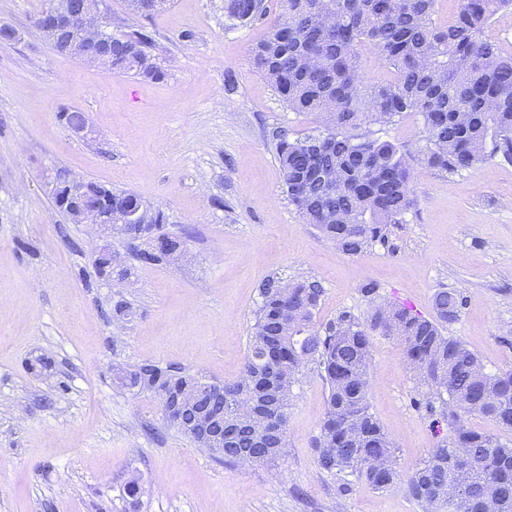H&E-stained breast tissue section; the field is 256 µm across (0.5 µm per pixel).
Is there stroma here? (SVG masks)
Listing matches in <instances>:
<instances>
[{
    "mask_svg": "<svg viewBox=\"0 0 512 512\" xmlns=\"http://www.w3.org/2000/svg\"><path fill=\"white\" fill-rule=\"evenodd\" d=\"M50 0H0V512H422L402 490L378 492L322 472L312 440L328 389L315 365L293 384L288 455L277 467L217 460L167 426L157 398L118 372L150 360L218 384L243 368L266 280L319 282L315 325L366 316L381 298L432 316L438 289L461 292L459 337L488 371L512 368V163L489 159L451 173L417 156L422 118L404 114L364 134L414 154L415 203L385 243L340 252L290 203L274 135L312 132L258 73L249 48L268 20L225 29L224 0H169L150 17L105 0L115 34L141 28L160 79L107 74L55 51L34 25ZM78 110L91 133L60 120ZM64 168L136 194L191 229L179 261L143 265L145 241H114L130 270L106 279L90 226L71 223L44 187ZM126 301L130 315L112 309ZM371 411L408 473L448 433L417 410L419 381L400 342L372 334ZM48 370L30 365L37 357ZM137 480L138 498L126 485Z\"/></svg>",
    "mask_w": 512,
    "mask_h": 512,
    "instance_id": "obj_1",
    "label": "stroma"
}]
</instances>
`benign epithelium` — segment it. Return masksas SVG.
Returning a JSON list of instances; mask_svg holds the SVG:
<instances>
[{
  "mask_svg": "<svg viewBox=\"0 0 512 512\" xmlns=\"http://www.w3.org/2000/svg\"><path fill=\"white\" fill-rule=\"evenodd\" d=\"M102 0H53L37 24V29L46 40L55 43L64 52L80 54L85 61L104 70H112L106 37V24L101 15ZM49 193L64 189L63 211L76 224L95 227L107 240L98 257L106 258L103 275L110 278L114 268L120 266L117 253L112 251L108 240L121 237L129 241L148 239L166 259L178 256L185 243L177 240L165 224H149L140 218V212L127 213L121 207L107 205L106 209L91 208L83 203L86 179L66 170L56 171L46 182ZM162 406L164 417L179 410H190L193 418L189 426L209 438L212 445L224 444V420L222 411L212 414L199 408V397L195 390L183 389L175 393V387L161 383L155 391Z\"/></svg>",
  "mask_w": 512,
  "mask_h": 512,
  "instance_id": "1",
  "label": "benign epithelium"
}]
</instances>
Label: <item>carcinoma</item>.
I'll list each match as a JSON object with an SVG mask.
<instances>
[{"mask_svg":"<svg viewBox=\"0 0 512 512\" xmlns=\"http://www.w3.org/2000/svg\"><path fill=\"white\" fill-rule=\"evenodd\" d=\"M149 15L166 0H127ZM435 0H280V18L249 53L255 68L294 112L322 118L323 130L292 139L276 132L277 158L288 199L306 223L347 255L383 242L414 205L409 153L389 141L352 134L363 124H390L406 112L422 117L423 161L439 172L468 168L486 159L512 163V55L485 37V29L512 0H458L455 20L433 18ZM267 14L264 0H224L229 27ZM374 52L390 77L368 82L361 50ZM155 43L138 30L112 38V72L158 78ZM91 204L128 207L141 200L91 180ZM324 289L317 282L287 286L269 279L252 327L240 381L224 392V423L236 434L224 439L218 458L274 465L286 453V433L267 435L266 416L234 418L255 399L254 376H268L265 357L279 346L281 369L274 392H288L307 364L316 365L328 386L323 422L313 449L319 468L352 476L377 491L403 487L423 512H512V441L473 429L480 416L512 432V370L491 373L458 337L443 334L459 319L464 298L441 289L435 316L378 301L364 289L370 310L364 319L349 312L313 323ZM397 337L409 367L425 390L417 408L448 423V438L431 449L406 476L396 448L370 410V332ZM147 361L118 374L130 390L152 391L157 371Z\"/></svg>","mask_w":512,"mask_h":512,"instance_id":"carcinoma-1","label":"carcinoma"}]
</instances>
